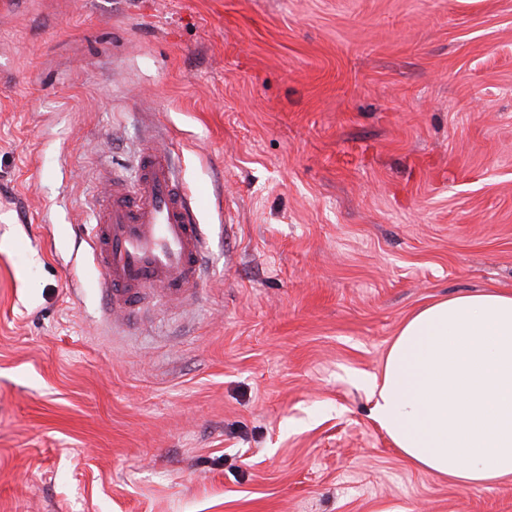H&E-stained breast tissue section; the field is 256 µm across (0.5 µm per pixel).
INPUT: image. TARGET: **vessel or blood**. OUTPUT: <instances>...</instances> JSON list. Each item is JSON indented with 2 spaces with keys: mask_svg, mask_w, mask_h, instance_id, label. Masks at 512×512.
I'll return each instance as SVG.
<instances>
[{
  "mask_svg": "<svg viewBox=\"0 0 512 512\" xmlns=\"http://www.w3.org/2000/svg\"><path fill=\"white\" fill-rule=\"evenodd\" d=\"M90 240L112 311L133 313L149 290L173 302L199 293L206 235L175 156L154 137L141 144L135 177H113L98 201Z\"/></svg>",
  "mask_w": 512,
  "mask_h": 512,
  "instance_id": "vessel-or-blood-1",
  "label": "vessel or blood"
}]
</instances>
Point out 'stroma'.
Here are the masks:
<instances>
[{"label":"stroma","mask_w":512,"mask_h":512,"mask_svg":"<svg viewBox=\"0 0 512 512\" xmlns=\"http://www.w3.org/2000/svg\"><path fill=\"white\" fill-rule=\"evenodd\" d=\"M208 237L107 313L87 224L147 127ZM512 293V0L0 12V512H512L370 416L404 319Z\"/></svg>","instance_id":"stroma-1"}]
</instances>
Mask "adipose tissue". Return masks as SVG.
I'll list each match as a JSON object with an SVG mask.
<instances>
[{
    "instance_id": "ef3b65f1",
    "label": "adipose tissue",
    "mask_w": 512,
    "mask_h": 512,
    "mask_svg": "<svg viewBox=\"0 0 512 512\" xmlns=\"http://www.w3.org/2000/svg\"><path fill=\"white\" fill-rule=\"evenodd\" d=\"M372 418L421 469L461 485L512 478V294L436 299L400 326Z\"/></svg>"
}]
</instances>
